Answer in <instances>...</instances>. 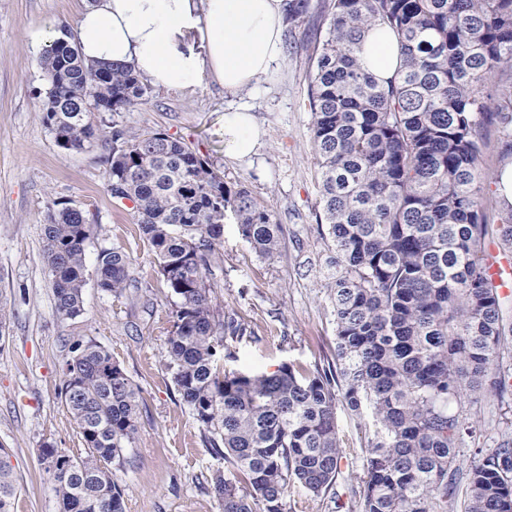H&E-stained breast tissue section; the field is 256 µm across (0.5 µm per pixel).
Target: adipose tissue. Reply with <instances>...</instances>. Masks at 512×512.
<instances>
[{"instance_id":"adipose-tissue-1","label":"adipose tissue","mask_w":512,"mask_h":512,"mask_svg":"<svg viewBox=\"0 0 512 512\" xmlns=\"http://www.w3.org/2000/svg\"><path fill=\"white\" fill-rule=\"evenodd\" d=\"M288 0H94L76 24L81 57L126 63L149 85L188 92L209 78L233 94L270 76L281 58ZM397 37L371 31L362 64L378 79L399 67ZM261 132L247 109L224 113V144L244 157Z\"/></svg>"}]
</instances>
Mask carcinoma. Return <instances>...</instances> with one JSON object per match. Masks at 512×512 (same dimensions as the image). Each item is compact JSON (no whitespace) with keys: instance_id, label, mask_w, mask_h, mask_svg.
I'll use <instances>...</instances> for the list:
<instances>
[{"instance_id":"obj_1","label":"carcinoma","mask_w":512,"mask_h":512,"mask_svg":"<svg viewBox=\"0 0 512 512\" xmlns=\"http://www.w3.org/2000/svg\"><path fill=\"white\" fill-rule=\"evenodd\" d=\"M393 31L401 65L381 83L360 60L364 34ZM41 112L59 146L84 150L104 130L92 112L117 116L150 90L127 65L87 63L66 37L45 50ZM512 71V0H333L309 75L311 148L322 217L335 256L326 278L336 364L272 372L224 370V335L208 275L221 260L224 220L259 256L281 255L282 225L242 183L161 131L127 132L112 121L106 179L135 203L174 308L166 359L174 385L210 433L214 454L244 485L216 470L224 512H282L290 487L318 498L334 486L342 448L337 409L363 434L362 512H448L465 486L463 512H512V432L468 469L459 444L474 431L468 392L512 391L503 346L512 336L486 273L485 241L512 251V208L499 224L482 210L484 119L512 147V97L495 102L487 81ZM83 212L50 214L42 248L59 316L83 310ZM131 256L106 248L98 286L116 297L131 285ZM61 394L84 446L74 458L49 442L41 461L61 512H125L112 464L137 432L139 393L112 353L78 341L64 358ZM18 484L0 455V512Z\"/></svg>"}]
</instances>
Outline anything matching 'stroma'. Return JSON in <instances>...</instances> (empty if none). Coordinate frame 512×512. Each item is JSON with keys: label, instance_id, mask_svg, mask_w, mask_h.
<instances>
[{"label": "stroma", "instance_id": "35a3bbf8", "mask_svg": "<svg viewBox=\"0 0 512 512\" xmlns=\"http://www.w3.org/2000/svg\"><path fill=\"white\" fill-rule=\"evenodd\" d=\"M331 0H307L288 20L284 53L276 71L232 96L209 79L190 93L152 89L148 100L121 113L130 132L161 131L189 144L244 184L283 226L282 255L256 254L234 223L224 226L223 262L211 280L225 316L244 336H225L229 371H274L284 362L310 368L335 360V325L323 277L330 240L317 221L319 175L311 151L308 74L315 45L325 34ZM83 0H0V300L8 314L0 338V449L18 480L14 512H59L40 446L52 442L80 454L81 438L61 396L62 363L72 343L93 339L107 348L139 390L141 413L134 440L113 465L124 492L125 512H223L210 489L223 459L213 455L208 433L182 400L166 365L167 315L172 301L156 273L154 255L140 237L134 212L106 187L111 137L76 151L58 145L41 106L48 83L31 35L72 32ZM251 108L263 129L250 157L234 159L224 146V110ZM482 167L487 176L484 213L494 224L502 210L496 177L505 159L502 138L487 126ZM81 209L95 229L85 249L83 311L64 319L55 311L42 251L41 228L53 210ZM124 248L132 257L131 286L115 297L97 284V255ZM476 423L459 456L469 468L477 450L494 447L512 426V396L500 401L470 394L464 406ZM346 454L325 496L291 488L283 512H360L353 490L363 475L361 441L345 412H338Z\"/></svg>", "mask_w": 512, "mask_h": 512}]
</instances>
